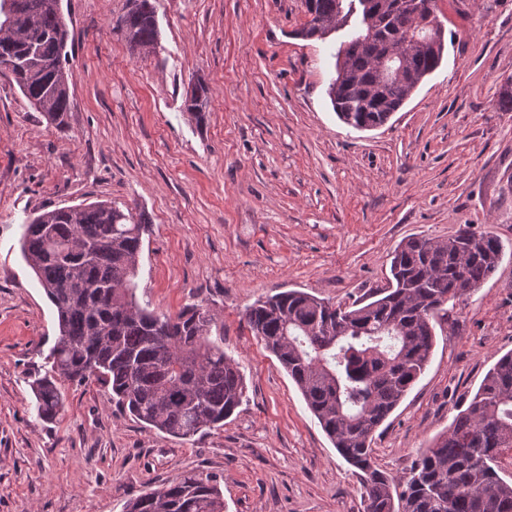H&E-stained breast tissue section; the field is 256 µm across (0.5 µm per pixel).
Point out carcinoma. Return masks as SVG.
Instances as JSON below:
<instances>
[{"label":"carcinoma","mask_w":512,"mask_h":512,"mask_svg":"<svg viewBox=\"0 0 512 512\" xmlns=\"http://www.w3.org/2000/svg\"><path fill=\"white\" fill-rule=\"evenodd\" d=\"M27 0L15 21L26 37L0 28V58L17 61L12 78L23 97L46 102L43 116L66 124L69 91L60 82L69 33L51 3ZM355 0H305L327 28L348 30L332 53L328 96L339 119L357 130L389 121L417 81L436 71L445 40L408 41L425 16L376 0L373 32L352 12ZM128 45L157 40L154 0H128L112 27ZM399 55L400 74L382 60ZM208 87L194 85L188 109L204 119ZM150 223L112 201L81 204L73 215L46 210L21 225L20 251L57 313L59 334L47 369L29 382L39 419L64 408L61 382H98L145 427L191 440L219 429L241 405L245 384L224 353L216 314L189 304L158 313L136 297L139 258ZM505 247L467 224L446 239L403 240L392 252L388 287L348 305L290 289L248 307L250 332L276 357L341 457L360 477L365 512H512V352L500 357L448 431L418 452L409 476L382 471L375 433L424 373L446 306L470 296L498 269ZM216 339H211L212 335ZM125 512H224L218 480L189 472L130 498Z\"/></svg>","instance_id":"cac0c4a2"}]
</instances>
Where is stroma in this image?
Masks as SVG:
<instances>
[{
    "instance_id": "obj_1",
    "label": "stroma",
    "mask_w": 512,
    "mask_h": 512,
    "mask_svg": "<svg viewBox=\"0 0 512 512\" xmlns=\"http://www.w3.org/2000/svg\"><path fill=\"white\" fill-rule=\"evenodd\" d=\"M437 0L447 56L384 126L357 131L329 102L343 33L302 39L303 0H155L158 43L112 30L127 0H62L70 112L47 124L0 72V512H124L196 471L224 512H364L363 490L277 359L243 320L300 288L348 303L389 275L410 237L463 225L506 247L448 314L424 374L380 428L381 469L409 471L487 371L512 351V0ZM204 81V122L185 107ZM109 200L146 213L137 298L174 314L199 303L224 326L245 378L218 430L185 442L149 430L94 383H63L59 419L28 385L58 334L19 250L27 217Z\"/></svg>"
}]
</instances>
